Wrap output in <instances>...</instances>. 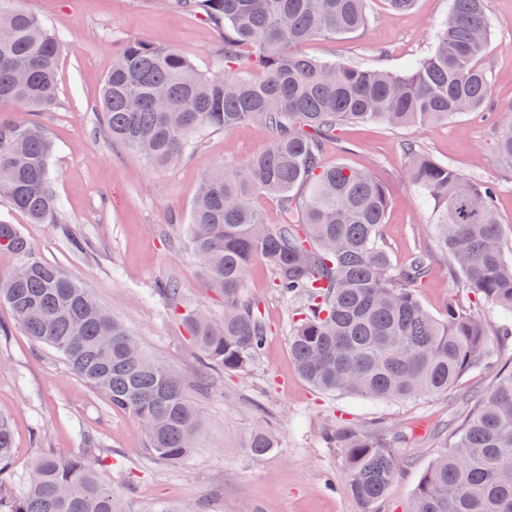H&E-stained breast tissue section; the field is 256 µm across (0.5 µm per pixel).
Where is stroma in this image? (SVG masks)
Listing matches in <instances>:
<instances>
[{
    "mask_svg": "<svg viewBox=\"0 0 512 512\" xmlns=\"http://www.w3.org/2000/svg\"><path fill=\"white\" fill-rule=\"evenodd\" d=\"M19 5L64 43L57 102L40 121L55 144L50 170L62 216L92 240L94 251L73 252L60 225L29 223L4 197L0 218L18 225L37 258L80 279L149 355L194 376L202 368L201 355L155 287L177 278L192 306L215 317L223 314L224 304L209 288L199 261L177 239L203 177L220 164L246 163L266 148L269 134L258 125L216 132L174 166L149 168L138 154L99 132L101 87L113 58L126 39L138 37L175 47L199 67L212 69L219 33L196 16L159 8L155 0H19ZM449 6L450 0H417L413 9L391 14L384 0H368L364 31L316 38L302 50L318 60L402 72L431 49ZM486 16L490 40L481 63L492 86L489 111L420 127L347 124L323 155L325 165L343 161L370 170L386 186L389 208L380 235L394 267L415 252L427 253L431 275L418 297L436 316L467 291L436 247L431 208L405 173L403 142H416L436 161L496 186L503 248L512 253V168L501 163L497 149L502 129L512 123V0H487ZM245 295L266 321L265 346L249 374H213L209 393L195 399L200 413L195 448L177 465L153 458L137 421L112 410L0 305V409L11 414L14 437L9 492L22 491L37 454L46 449L61 457L82 454V436L89 433L101 438L119 463L105 477L126 512H155L159 505L188 500L205 503V512H358L336 453L323 439L328 424L346 418L378 425L386 438L399 439L406 464L378 509L407 512L437 455V428L474 412L500 366L512 364V336L495 335L492 364L469 371L448 392L403 401L322 393L298 375L290 357L296 305L273 287L267 261L249 268ZM260 423L270 427L277 446L256 460L245 448Z\"/></svg>",
    "mask_w": 512,
    "mask_h": 512,
    "instance_id": "1",
    "label": "stroma"
}]
</instances>
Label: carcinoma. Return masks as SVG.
Here are the masks:
<instances>
[{
	"label": "carcinoma",
	"instance_id": "1",
	"mask_svg": "<svg viewBox=\"0 0 512 512\" xmlns=\"http://www.w3.org/2000/svg\"><path fill=\"white\" fill-rule=\"evenodd\" d=\"M366 2L160 0L220 32L217 70L140 39L126 40L112 61L101 92L102 133L155 169L178 162L213 132L258 124L270 133L266 149L246 164L207 174L191 207L187 247L222 299V317L192 308L175 278L155 288L181 310L188 341L202 354L194 382L148 355L78 279L34 258L18 226L0 219V251L19 257L0 274V302L27 336L57 351L112 409L134 418L163 463L192 454L199 413L191 389L207 391L212 368L246 372L263 349L267 325L244 296L247 271L259 259L271 264L273 287L298 304L289 352L318 390L375 400L434 395L488 358V327L465 302L449 301L439 316L421 305L417 288L430 275L423 254L393 268L379 233L389 205L385 187L367 170L322 161L325 144L346 124L411 127L483 109L492 95L479 65L489 40L486 0H451L432 49L403 73L301 52L310 39L364 29ZM60 55L52 29L17 0H0V105L25 112L0 122V196L31 224L62 225L69 247L83 252V235L63 224L51 186L53 143L38 121L56 102ZM401 151L410 181L432 208L451 273L511 320L512 255L501 243L495 188L413 142ZM498 153L512 168V125L498 139ZM261 196L276 199L279 223H266ZM450 436L407 512H512V366ZM323 437L359 512H377L405 463L400 448L379 429L346 421L327 425ZM83 440L81 456L42 452L25 491L7 494L13 431L0 411V512H125L103 475L109 450L94 435ZM273 448L271 430L255 427L249 455L260 459Z\"/></svg>",
	"mask_w": 512,
	"mask_h": 512
}]
</instances>
